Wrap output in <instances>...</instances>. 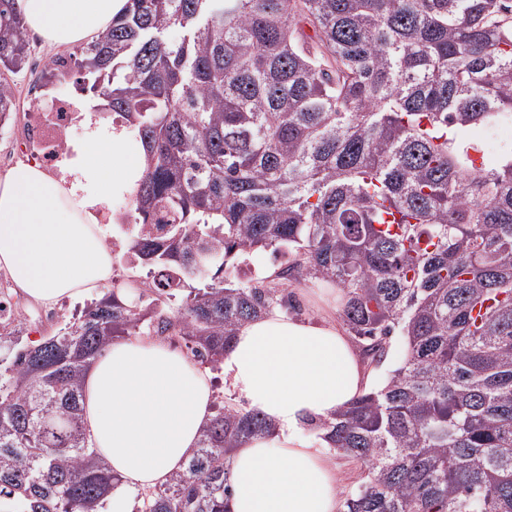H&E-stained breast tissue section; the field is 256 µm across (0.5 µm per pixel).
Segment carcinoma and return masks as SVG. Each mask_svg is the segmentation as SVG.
I'll return each instance as SVG.
<instances>
[{
    "mask_svg": "<svg viewBox=\"0 0 512 512\" xmlns=\"http://www.w3.org/2000/svg\"><path fill=\"white\" fill-rule=\"evenodd\" d=\"M17 2L0 0L12 74L29 50ZM69 59L145 148L126 254L157 298L114 292L35 346L0 326V512L105 509L119 479L89 448L81 402L114 339L179 336L214 367L239 327L313 279L343 292L368 367L399 358L309 422L365 466L340 512H512V145L477 163L454 135L512 125L506 0H126ZM15 111L0 72V115ZM259 248L290 260L232 281ZM270 431L218 406L136 512H225L231 449Z\"/></svg>",
    "mask_w": 512,
    "mask_h": 512,
    "instance_id": "cac0c4a2",
    "label": "carcinoma"
}]
</instances>
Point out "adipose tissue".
Wrapping results in <instances>:
<instances>
[{
  "label": "adipose tissue",
  "instance_id": "obj_1",
  "mask_svg": "<svg viewBox=\"0 0 512 512\" xmlns=\"http://www.w3.org/2000/svg\"><path fill=\"white\" fill-rule=\"evenodd\" d=\"M126 0H18L30 34L67 47L105 30ZM65 173L24 162L0 176V267L30 299L53 306L106 287L112 250L98 231L112 198L143 175L142 145L86 112ZM233 401L272 424L232 454L230 512H336V478L303 444L308 419L332 417L374 379L346 331L271 310L243 325L221 363ZM83 425L91 448L131 489L162 486L182 470L212 417L208 369L163 341L113 342L88 367Z\"/></svg>",
  "mask_w": 512,
  "mask_h": 512
}]
</instances>
